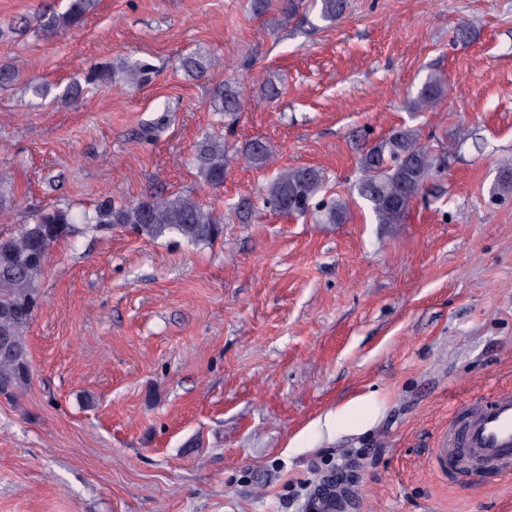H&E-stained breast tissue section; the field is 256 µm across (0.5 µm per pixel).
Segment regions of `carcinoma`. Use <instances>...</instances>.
<instances>
[{"instance_id": "cac0c4a2", "label": "carcinoma", "mask_w": 512, "mask_h": 512, "mask_svg": "<svg viewBox=\"0 0 512 512\" xmlns=\"http://www.w3.org/2000/svg\"><path fill=\"white\" fill-rule=\"evenodd\" d=\"M319 17L333 23L344 17L348 0H319ZM95 7L94 0H69L66 9L37 18L40 28L56 32L79 23ZM189 74L202 78L206 61L197 56L183 59ZM144 62L126 66V80L140 85L150 79ZM443 75L430 73L418 88L414 103L433 105L446 92ZM240 92L219 85L210 93L209 109L232 124L240 112ZM229 144L218 135L205 134L197 142L193 163L201 182L212 188L224 183ZM245 160L264 167L270 159L267 145L259 140L242 150ZM443 160L426 145L420 133L398 128L387 138L365 148L358 160L356 191L378 224H401L412 203L426 193V184L442 169ZM324 189V174L311 166L288 167L264 189L263 201L288 216L305 215L314 208L324 224H339L348 209L345 199L316 201ZM496 195L512 194V166L506 165L492 188ZM224 217L201 204L192 194L160 197L148 193L131 203L102 200L93 211L75 215L68 208L53 207L35 214L16 233L0 235V395L13 397L32 376L26 331L35 318L41 297L40 283L51 248L83 230L99 231L114 226L129 228L141 237L157 240L177 236L191 245H211L223 236Z\"/></svg>"}]
</instances>
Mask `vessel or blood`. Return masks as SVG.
<instances>
[{
	"mask_svg": "<svg viewBox=\"0 0 512 512\" xmlns=\"http://www.w3.org/2000/svg\"><path fill=\"white\" fill-rule=\"evenodd\" d=\"M430 463L437 472L512 473V390L499 389L462 404Z\"/></svg>",
	"mask_w": 512,
	"mask_h": 512,
	"instance_id": "1",
	"label": "vessel or blood"
}]
</instances>
